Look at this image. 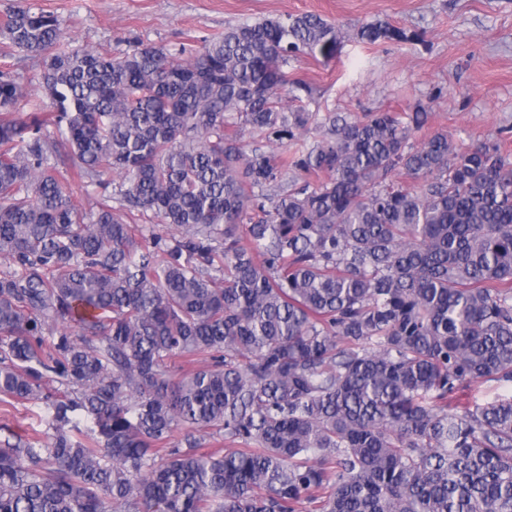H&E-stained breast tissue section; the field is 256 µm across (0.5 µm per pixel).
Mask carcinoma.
<instances>
[{
  "label": "carcinoma",
  "instance_id": "1",
  "mask_svg": "<svg viewBox=\"0 0 512 512\" xmlns=\"http://www.w3.org/2000/svg\"><path fill=\"white\" fill-rule=\"evenodd\" d=\"M349 36L408 39L305 13L114 56L12 5L0 55L47 58L52 109L0 70V396L52 418L0 439V512H512V396L462 399L512 383V157L410 143L420 103L332 117L291 161L224 135L297 138L285 67ZM290 167L318 184L268 197ZM511 394V383L489 379L473 383L463 393V399L471 406H483L498 398L510 396Z\"/></svg>",
  "mask_w": 512,
  "mask_h": 512
}]
</instances>
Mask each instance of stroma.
Masks as SVG:
<instances>
[{
    "label": "stroma",
    "mask_w": 512,
    "mask_h": 512,
    "mask_svg": "<svg viewBox=\"0 0 512 512\" xmlns=\"http://www.w3.org/2000/svg\"><path fill=\"white\" fill-rule=\"evenodd\" d=\"M58 16L66 40L120 54L130 46L200 45L226 28L266 17L312 12L346 29L385 20L411 38L374 45L355 39L333 54L292 61L290 77L308 83L302 104L315 123L299 140L273 143L267 131L237 128L245 149L295 154L327 136L329 116L352 121L369 112H431L421 142L446 130L460 144H498L512 155V0H36ZM39 401L0 404V427L28 438L48 429Z\"/></svg>",
    "instance_id": "obj_1"
}]
</instances>
